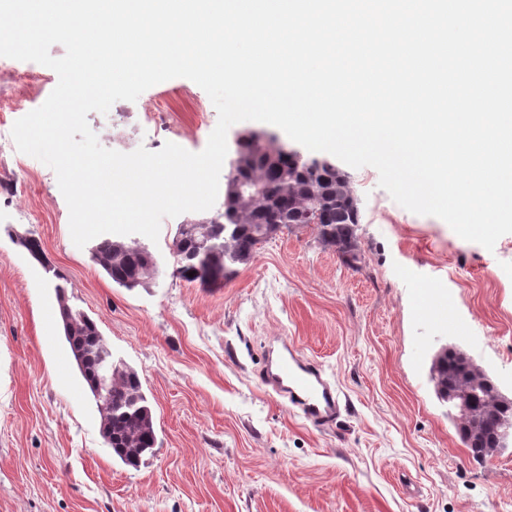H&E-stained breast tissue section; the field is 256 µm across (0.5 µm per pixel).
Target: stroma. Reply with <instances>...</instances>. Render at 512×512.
Instances as JSON below:
<instances>
[{
	"label": "stroma",
	"mask_w": 512,
	"mask_h": 512,
	"mask_svg": "<svg viewBox=\"0 0 512 512\" xmlns=\"http://www.w3.org/2000/svg\"><path fill=\"white\" fill-rule=\"evenodd\" d=\"M12 66L37 76L9 89L31 112L58 76ZM87 119L107 149L172 142L197 153L218 114L201 87L174 78ZM347 174L357 262L315 225L293 224L224 287L204 288L175 272L170 247L186 212L163 219L158 241L138 236L156 269L148 287L128 290L92 262V245H74L55 172L0 153V512H512V449L474 461L429 376L433 352L455 344L512 397V234L485 249L397 204L375 168ZM24 237L40 242L43 261ZM419 287L429 290L422 304ZM60 293L141 378L157 442L138 466L102 437ZM430 307L447 324L428 321ZM277 337L350 401L335 431L260 384L263 346Z\"/></svg>",
	"instance_id": "35a3bbf8"
}]
</instances>
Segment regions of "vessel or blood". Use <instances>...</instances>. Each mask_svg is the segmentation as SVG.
<instances>
[{"label": "vessel or blood", "mask_w": 512, "mask_h": 512, "mask_svg": "<svg viewBox=\"0 0 512 512\" xmlns=\"http://www.w3.org/2000/svg\"><path fill=\"white\" fill-rule=\"evenodd\" d=\"M259 378L315 428H333L351 410L323 367L301 355L293 343L266 348Z\"/></svg>", "instance_id": "1"}]
</instances>
